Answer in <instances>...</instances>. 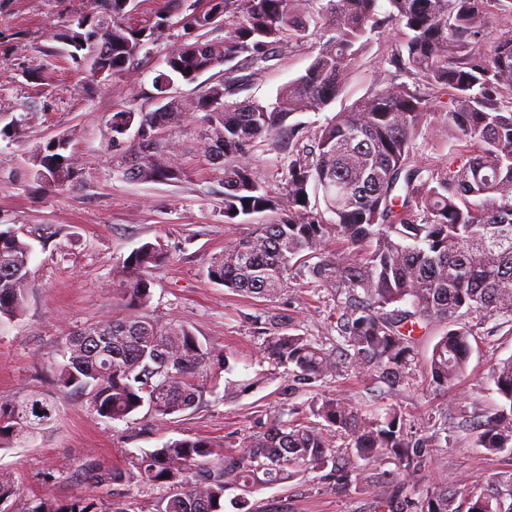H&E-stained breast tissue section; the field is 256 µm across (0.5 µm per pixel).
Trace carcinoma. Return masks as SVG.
<instances>
[{
  "label": "carcinoma",
  "mask_w": 512,
  "mask_h": 512,
  "mask_svg": "<svg viewBox=\"0 0 512 512\" xmlns=\"http://www.w3.org/2000/svg\"><path fill=\"white\" fill-rule=\"evenodd\" d=\"M162 0L153 22L133 26L127 0H89L62 34L67 55L86 84L121 74L172 18L209 32L224 23V40L196 38L164 59L154 78L160 95L176 82L193 83L224 66V79L189 104L203 113L205 152L224 171V217L258 214L266 220L213 258L208 277L226 288L274 301L299 276L336 291L328 327L336 347L283 331L277 321L259 329L270 359L288 369L303 390L346 369L372 380L391 398L412 380L418 336L442 324L446 331L427 363L428 385L448 392L466 371L474 313L512 324V7L506 28L489 21L503 0ZM390 29L383 62L387 81L336 113L314 132L288 120L325 109L345 89L352 63L372 36ZM330 33L304 74L280 88L275 100L238 101L250 79L273 67L282 51ZM118 111L109 119L106 150L121 152L124 176L178 182L186 172L174 160L169 131L186 113ZM450 141L441 156L429 141ZM270 142L281 155L279 190L254 163ZM69 142L50 140L31 173L56 193L78 174ZM331 218H325V215ZM345 248L329 254L332 239ZM32 246L0 229V324L27 304ZM166 259L161 244L144 242L114 273L137 313L93 324L61 343L54 368L60 393L91 389V404L105 421H127L148 408L163 418L195 408L203 394L212 349L185 324L142 312L151 299L150 270ZM499 404L465 420L476 445L491 455H512V358L491 374ZM58 399L26 395L0 400V448H23L56 419ZM296 417L270 412L238 446L206 438L170 439L140 448L110 470L91 462L89 477L119 483L132 476L166 494L157 512H253L248 494L320 473L336 494L355 487L373 493L372 512H512V467L463 488L435 482L418 500L407 496L439 434L406 427L397 403L366 415L347 394H314ZM394 468L388 469L386 465ZM21 512H97L82 500L36 498Z\"/></svg>",
  "instance_id": "obj_1"
}]
</instances>
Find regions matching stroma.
I'll use <instances>...</instances> for the list:
<instances>
[{
  "instance_id": "obj_1",
  "label": "stroma",
  "mask_w": 512,
  "mask_h": 512,
  "mask_svg": "<svg viewBox=\"0 0 512 512\" xmlns=\"http://www.w3.org/2000/svg\"><path fill=\"white\" fill-rule=\"evenodd\" d=\"M88 0H0V116L18 119L20 136L0 135V226L23 232L34 251L27 306L23 316L0 327V398L29 393L58 395L53 368L63 337L100 321L126 314L114 269L134 248L160 242L167 259L150 273L149 315L186 324L215 355H227L229 370L210 374L200 404L172 418L139 411L126 421L106 422L93 411L90 392L72 389L58 395L51 432L24 448L0 450V474L10 476L16 494L5 512L48 495L62 502L83 500L96 507L126 503L130 512H156L161 489L131 480L95 483L85 468L95 461L105 467L122 464L127 452L155 448L170 439L205 437L243 442L255 419L282 406L306 401L291 392L283 368L269 360L256 329L257 320L280 317L293 332L319 340L335 339L326 319L336 307L334 289L297 280L276 301L246 297L211 281L207 268L225 246L249 235L254 222L226 220L222 171L200 148L202 114L173 129L177 163L187 174L178 182H139L123 177L106 151L108 120L120 110L155 109L153 80L166 54L195 36L186 18L140 52L126 71L92 92L54 39ZM384 37H374L368 51L352 65L344 94L319 112L296 119L316 130L336 112L367 93L377 82V62ZM54 47L55 57L43 51ZM317 52L315 43L287 51L272 69L256 76L239 99L267 101L290 80L303 74ZM68 135L79 173L75 189L48 190L29 169L40 146ZM476 330L465 374L448 395L429 387L416 372L396 401L408 426L442 425L441 446L429 458L410 491L419 498L432 482L456 487L492 476L512 465V458L492 456L476 447L461 426L464 415L494 408L498 398L491 380L493 366L512 357V325L473 317ZM264 374L259 387L239 396L224 393L225 381ZM256 512H370L372 496L332 492L319 474L255 491Z\"/></svg>"
}]
</instances>
